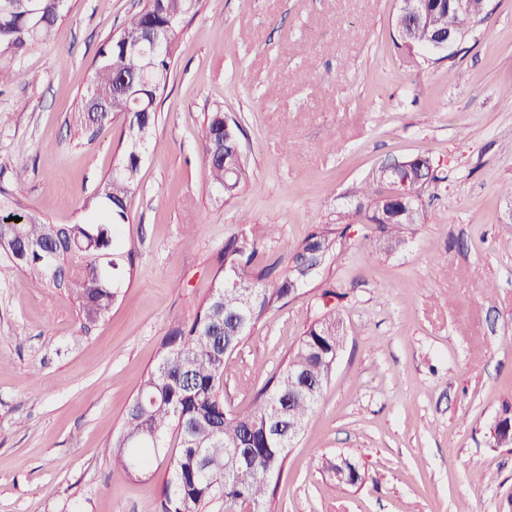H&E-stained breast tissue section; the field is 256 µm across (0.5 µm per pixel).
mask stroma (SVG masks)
Instances as JSON below:
<instances>
[{
  "label": "stroma",
  "instance_id": "1",
  "mask_svg": "<svg viewBox=\"0 0 512 512\" xmlns=\"http://www.w3.org/2000/svg\"><path fill=\"white\" fill-rule=\"evenodd\" d=\"M69 5L0 85V182L54 224L83 221L123 156L122 121L78 131L77 104L100 48L145 0ZM492 6L447 60L396 46L398 0H202L141 147L124 226L133 277L108 316L83 331L74 296L0 277V512H162L174 434L142 476L114 469L106 443L166 336L211 293L225 243L257 238L265 263L287 260L354 209L360 182L415 156L445 177L422 188V222L394 251L375 225H353L322 275L343 295L344 343L271 507L512 512V442L489 434L512 406V0ZM217 111L239 122L256 182L232 198L202 154ZM319 291L268 311L239 345L230 411L296 350ZM343 458L358 484L329 470Z\"/></svg>",
  "mask_w": 512,
  "mask_h": 512
}]
</instances>
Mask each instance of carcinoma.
I'll return each instance as SVG.
<instances>
[{"label":"carcinoma","mask_w":512,"mask_h":512,"mask_svg":"<svg viewBox=\"0 0 512 512\" xmlns=\"http://www.w3.org/2000/svg\"><path fill=\"white\" fill-rule=\"evenodd\" d=\"M68 2L0 0V83L11 78L6 68L50 40L53 28L69 11ZM197 3L149 0L99 52L81 112L85 121L100 126L116 117L123 119L129 145L111 176L83 203V208L94 209L93 221L51 224L22 214L13 193L0 186V276L21 272L33 281L74 293L86 325L108 313L123 280L132 275L133 258L122 243L121 226L128 221V202L140 170L142 143L137 134L155 123L157 98L172 65L173 37ZM462 24V17L446 10L434 14L429 27L413 26L399 13L392 20L394 30L407 31L397 45L412 54L423 53L421 45L433 30ZM150 31L160 42L156 52L142 43ZM237 129L238 122L228 124L224 113L217 112L202 145L209 179L227 197L255 186ZM419 163L420 172L403 169L394 180L408 182L411 192L420 183L443 180L429 159L421 157ZM388 192L380 174L355 190L362 204L383 202ZM14 217L21 221H12ZM354 223L375 224L390 244L402 243L403 221L386 220L376 206L357 208L332 224L314 228L277 276L274 265L260 264L258 240L232 238L225 243L224 277L192 323L166 337L164 354L128 406L112 452L124 472L143 475L166 434L176 432L163 512H203L215 499L224 500L228 512H265L270 486L280 478L288 457L272 437V428L278 423H306L328 383L342 337L336 307L308 327L283 368L257 391L250 410L233 413L226 408L224 374L231 368L233 352L265 313L287 303L289 277L309 260L312 242L327 241L334 252Z\"/></svg>","instance_id":"carcinoma-1"}]
</instances>
